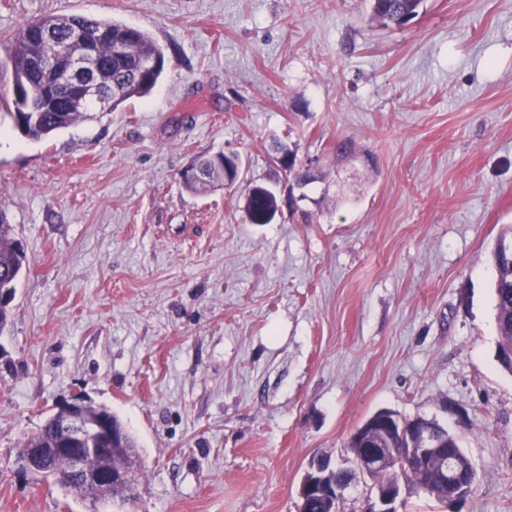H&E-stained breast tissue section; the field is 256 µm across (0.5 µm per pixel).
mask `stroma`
<instances>
[{
	"label": "stroma",
	"instance_id": "stroma-1",
	"mask_svg": "<svg viewBox=\"0 0 512 512\" xmlns=\"http://www.w3.org/2000/svg\"><path fill=\"white\" fill-rule=\"evenodd\" d=\"M60 14L142 29L167 68L44 139L0 109V210L26 254L0 329V512H89L16 463L76 396L140 448L134 499L102 512H298L311 460L384 408L457 433L460 512H512L492 288L512 0H426L401 28L369 0H0V89L23 24ZM220 149L241 180L186 190ZM256 184L272 223L245 220Z\"/></svg>",
	"mask_w": 512,
	"mask_h": 512
}]
</instances>
